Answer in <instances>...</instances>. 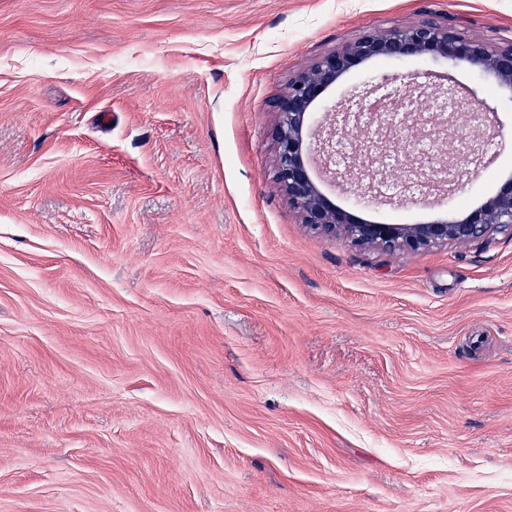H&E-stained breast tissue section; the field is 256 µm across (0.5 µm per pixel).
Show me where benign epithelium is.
<instances>
[{"mask_svg":"<svg viewBox=\"0 0 512 512\" xmlns=\"http://www.w3.org/2000/svg\"><path fill=\"white\" fill-rule=\"evenodd\" d=\"M442 58L454 65L465 61L490 73L497 82L512 89V41L499 45L466 37L455 27L433 20L421 21L385 33H365L322 56L288 83V90L274 103L278 121L274 128L275 179L297 210L302 223L328 234H340L356 246L377 247L384 251H418L484 241L506 232L512 236V180L477 207L467 209L458 218L431 224H393L364 221L338 206L318 187L309 169V157L316 153L326 175L336 183L346 182L357 189V197H381L379 186L393 167L404 170L408 180L427 187L459 182L468 174L467 166L483 165L488 148L476 143L467 149L465 166L449 162L429 144L450 133L457 113L448 111L444 102L455 100L453 87L440 86L434 96L443 103L439 111L425 115L404 107L394 115L365 112L369 100L389 101L390 93H380L376 84L361 94H353L349 103L328 124L327 134L318 143L308 137L310 112L325 92L341 77L369 61L390 58ZM373 131L370 149H349L345 161L337 160L339 145L348 140L349 126ZM410 149L394 150L397 139Z\"/></svg>","mask_w":512,"mask_h":512,"instance_id":"7a95c632","label":"benign epithelium"}]
</instances>
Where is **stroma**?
<instances>
[{
    "label": "stroma",
    "instance_id": "35a3bbf8",
    "mask_svg": "<svg viewBox=\"0 0 512 512\" xmlns=\"http://www.w3.org/2000/svg\"><path fill=\"white\" fill-rule=\"evenodd\" d=\"M512 39V0H0V512H512V237L390 253L301 224L273 102L362 33ZM460 72L500 166L512 92Z\"/></svg>",
    "mask_w": 512,
    "mask_h": 512
}]
</instances>
